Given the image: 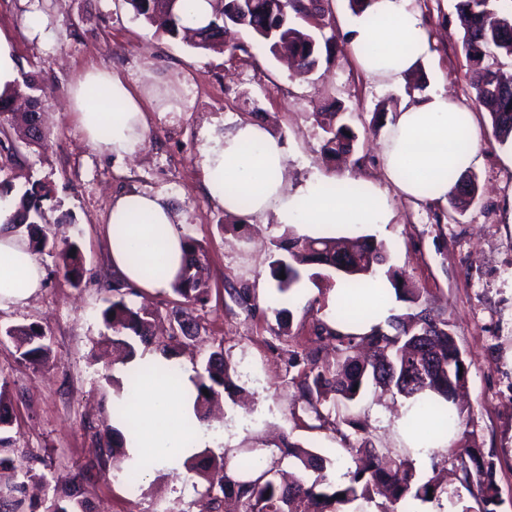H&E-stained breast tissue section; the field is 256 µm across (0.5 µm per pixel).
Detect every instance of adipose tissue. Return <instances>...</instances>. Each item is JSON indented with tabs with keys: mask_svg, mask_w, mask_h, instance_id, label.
<instances>
[{
	"mask_svg": "<svg viewBox=\"0 0 512 512\" xmlns=\"http://www.w3.org/2000/svg\"><path fill=\"white\" fill-rule=\"evenodd\" d=\"M360 71L377 84L402 91L405 78L430 54V39L412 0H373L346 27ZM69 108L87 141L123 158L144 141L146 108L120 75L86 71L70 91ZM201 165L207 196L235 216L274 214L277 223L302 230L335 224H387L393 212L376 185L353 176L288 178V143L263 124L242 120L202 131ZM387 179L405 196L447 202L449 176L479 161L470 108L435 87L403 98L382 147ZM0 208V307L22 305L42 286L44 270L26 236L4 224ZM182 221L161 195L130 191L112 200L106 232L112 266L131 287L146 293L171 288L183 259ZM193 415L189 371L176 380L151 376L132 391L115 427L133 450L175 462L204 447V432L184 427Z\"/></svg>",
	"mask_w": 512,
	"mask_h": 512,
	"instance_id": "ef3b65f1",
	"label": "adipose tissue"
}]
</instances>
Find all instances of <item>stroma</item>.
<instances>
[{
    "label": "stroma",
    "mask_w": 512,
    "mask_h": 512,
    "mask_svg": "<svg viewBox=\"0 0 512 512\" xmlns=\"http://www.w3.org/2000/svg\"><path fill=\"white\" fill-rule=\"evenodd\" d=\"M457 0H414L431 39V54L415 75L425 88L442 86L471 105L464 79L469 62L462 49ZM330 21L317 70L303 81L257 43L246 30L234 32L236 51L201 52L156 34L135 19L125 0H0V34L17 59L18 76L32 78L46 105L47 147L19 145L18 156L0 151V192L17 201L29 187L42 190V229L57 242L76 243L86 277L73 286L58 270L54 252L37 259L45 269L42 288L26 305L0 309V328L37 324L51 355L33 366L19 360L13 339L0 335V380L8 382L16 420V447L44 456L50 485H68L98 454L96 431L112 424L113 389L107 378L121 362L112 331L101 319L112 279L104 226L113 196L122 190L164 195L179 213L184 234L203 248L210 295L193 309L196 338L184 340L178 357L200 371L213 347L235 369L240 403L223 397L208 430L224 437L229 465L250 457L270 458L281 441L327 455L330 479L344 481L357 445L349 427H318L289 372L290 353L316 349L313 329L326 319L339 283L333 271L304 277L290 301L281 300L269 272L271 239L284 225L273 216L227 215L204 191L200 164L202 128L239 119L266 124L288 142V177L300 183L320 172L363 177L386 191L391 223L340 225L336 235H373L385 241L388 264L409 285L422 288L435 313L448 318L469 366L467 410L477 446L496 462V512H512V147L492 136L490 118L475 109L480 163L479 191L462 210L392 190L379 156V142L403 94L380 88L360 73L344 26L349 0H329ZM96 67L127 78L142 96L166 91L169 112L148 111V130L136 155L118 159L91 147L67 104L71 84ZM326 112L339 113L358 139L353 161L341 164L323 150L320 127ZM250 289L255 310L230 296ZM412 401L368 389L346 409L366 424L372 444L397 452L410 444L404 416ZM205 482L181 463L154 468L135 492L111 469L95 471L91 500L96 512H199L196 488Z\"/></svg>",
    "instance_id": "35a3bbf8"
}]
</instances>
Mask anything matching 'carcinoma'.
I'll use <instances>...</instances> for the list:
<instances>
[{"mask_svg":"<svg viewBox=\"0 0 512 512\" xmlns=\"http://www.w3.org/2000/svg\"><path fill=\"white\" fill-rule=\"evenodd\" d=\"M210 2L212 14L208 23L193 28L192 4L187 0H177L174 4L170 0H125L134 16L156 27V31L171 38L189 34L193 38L192 48L222 53L224 23L228 19L224 13L225 0ZM491 6L492 0H458L456 5L463 30L462 46L470 61L465 79L474 101L489 107L495 139L502 145H512V71L484 65L490 55L512 59V15L493 21ZM285 7L275 32L266 25L261 13L244 20L242 26L271 53L283 50L298 60L292 77L304 79L319 64L318 44L312 33V29L319 28V23L309 21L303 0H288ZM33 90L34 85L24 78L0 92V132L5 134L7 129L16 127L22 131L26 143L41 144L47 140V133L42 130L36 136L29 135L27 113L13 108L19 97L28 102L37 101ZM322 129L326 133V153L335 157L352 153L355 134H345L349 127L339 122L338 113H326ZM476 193L475 177L463 174L448 192V203L454 209H461L474 200ZM43 198L34 187L25 190L7 223L27 225L32 249L56 252L60 270L78 287L86 269L76 244L59 245L36 226V220L43 218ZM184 248L186 264L172 285L173 292L183 298L184 303L174 305L169 312L180 335L173 334L169 342L156 347L159 356L166 361L176 356L179 337H192L197 332L192 307L205 305L209 296L208 283L202 277L203 248L189 236L184 237ZM386 253L384 242L373 236L313 238L300 236L290 228L275 243L270 275L277 292L287 296L296 289L308 268L324 267L336 273L346 293L354 294L371 286L378 268L386 261ZM386 276L397 298L410 304V312L392 316L385 327L373 323L364 333L343 332L340 325L368 321L370 317L355 314L342 304L336 309V324L321 320L315 327V335L335 343L336 366L319 364V355L313 351L302 359L294 354L288 358L289 367L303 366L296 386L304 410L313 413L322 426L336 425V420L332 419L336 408H346L357 401L370 384L406 398L434 394L454 404L457 390L467 382L468 366L450 321L434 313L423 289L405 288L403 279L390 269ZM124 285L120 278L102 283V288L112 293V300L102 311L103 321L114 332L128 331L142 344L150 346L153 344V315L128 304ZM0 335L15 340L22 361L34 364L49 359L45 332L36 324L9 326L0 329ZM194 386V417L203 421L210 397L237 389L223 351L209 354L203 371L194 379ZM6 392L7 382L3 381L0 383V512H91L88 478L83 471L75 475L63 492L55 491L49 499L41 502L26 499L27 485L45 480L46 475L35 466L31 450L13 447L9 436L13 416L5 405ZM328 401L332 402V408L324 413L321 406ZM431 421L437 430L446 431L451 427L455 433L462 434V440H453L446 448L443 463H451L456 479L477 503L478 512H495L494 465L484 459L469 434L461 431L468 426L465 410L458 408L450 415L439 405L432 410ZM346 425L359 434L361 440L359 446L349 448L355 470L348 473L347 482L327 481L325 471L331 460L294 443L286 444L288 455L298 460L303 470L288 482L276 479L275 460H244L230 469L224 457L210 454L202 457L201 467L211 465L224 471V475L219 483L211 482L199 492L204 512H220L225 500L236 503L233 512H336L337 504L357 500L373 502L378 496L383 498L377 505L378 512H404L403 506L412 500L423 503L440 500L445 489L437 477L420 475L409 453L387 459L363 436V425L352 419L346 420ZM98 446L97 466L100 468L112 463L119 453L127 455L125 439L115 429L98 434Z\"/></svg>","mask_w":512,"mask_h":512,"instance_id":"obj_1","label":"carcinoma"}]
</instances>
